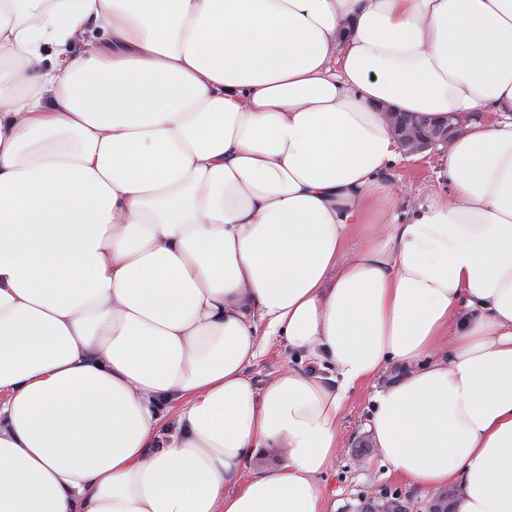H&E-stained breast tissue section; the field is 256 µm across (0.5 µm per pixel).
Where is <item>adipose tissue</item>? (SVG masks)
Listing matches in <instances>:
<instances>
[{"instance_id":"ef3b65f1","label":"adipose tissue","mask_w":512,"mask_h":512,"mask_svg":"<svg viewBox=\"0 0 512 512\" xmlns=\"http://www.w3.org/2000/svg\"><path fill=\"white\" fill-rule=\"evenodd\" d=\"M386 106L495 120L375 230ZM389 361L390 472L512 512V0H0V512H324ZM259 354L249 368V373L258 382L266 381L283 364H288L305 373L334 378L335 371L327 364L319 362L313 356L291 352L280 336H261Z\"/></svg>"}]
</instances>
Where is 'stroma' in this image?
I'll return each instance as SVG.
<instances>
[{"instance_id":"stroma-1","label":"stroma","mask_w":512,"mask_h":512,"mask_svg":"<svg viewBox=\"0 0 512 512\" xmlns=\"http://www.w3.org/2000/svg\"><path fill=\"white\" fill-rule=\"evenodd\" d=\"M438 157L439 154L435 151L417 155L404 154L387 171L386 181L403 187L407 206L412 207L423 202L438 190ZM285 364L324 378L335 375L329 365L316 358L289 351L284 340L278 336L262 338L259 354L249 372L261 383ZM407 372V366L391 361L383 366L374 381L349 391L342 409L335 463L323 479L325 512H355L361 499L373 491L399 493L408 499L413 512H427V507L435 496L434 491L409 485L395 474L389 473L387 464L373 448V439L368 429L375 391L399 381ZM361 447L369 450V456L362 465L355 460V451Z\"/></svg>"}]
</instances>
